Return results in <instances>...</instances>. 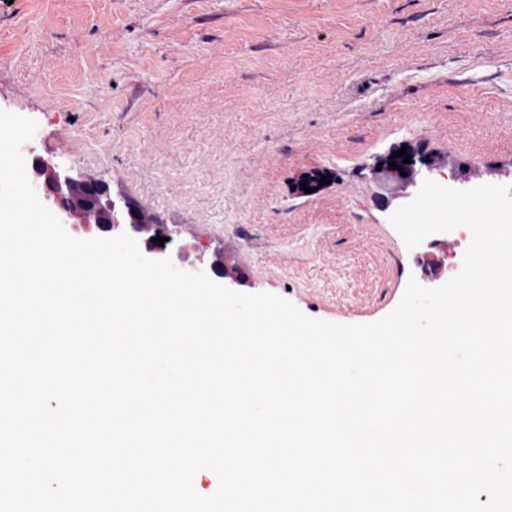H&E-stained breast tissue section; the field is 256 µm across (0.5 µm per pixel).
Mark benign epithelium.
I'll use <instances>...</instances> for the list:
<instances>
[{
    "label": "benign epithelium",
    "instance_id": "benign-epithelium-1",
    "mask_svg": "<svg viewBox=\"0 0 512 512\" xmlns=\"http://www.w3.org/2000/svg\"><path fill=\"white\" fill-rule=\"evenodd\" d=\"M406 155L411 157V163L405 164L403 158L394 159L389 154L376 160L369 172L388 182L418 190L433 173V166L415 150H406ZM392 160L396 166L391 168L389 162ZM29 181L37 196L55 210L61 223L87 233L114 236L126 232L156 259L168 257L153 241L157 236L170 233L167 221L130 198L122 187L76 172L42 155L33 157ZM438 246L439 243L434 241L429 244V251L422 254L423 280L427 283L438 280L447 270L448 255L435 254L434 249ZM209 271L224 278L227 288L245 283L240 269L230 264L222 253L215 254Z\"/></svg>",
    "mask_w": 512,
    "mask_h": 512
}]
</instances>
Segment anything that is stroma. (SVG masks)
I'll return each instance as SVG.
<instances>
[{"instance_id":"35a3bbf8","label":"stroma","mask_w":512,"mask_h":512,"mask_svg":"<svg viewBox=\"0 0 512 512\" xmlns=\"http://www.w3.org/2000/svg\"><path fill=\"white\" fill-rule=\"evenodd\" d=\"M0 109L178 225L167 252L370 323L421 269L389 221L406 191L369 164L512 172V0H0ZM209 271L215 276L224 278V286L227 288H235L245 283L240 269L235 265H230L223 252L215 254L210 263Z\"/></svg>"}]
</instances>
